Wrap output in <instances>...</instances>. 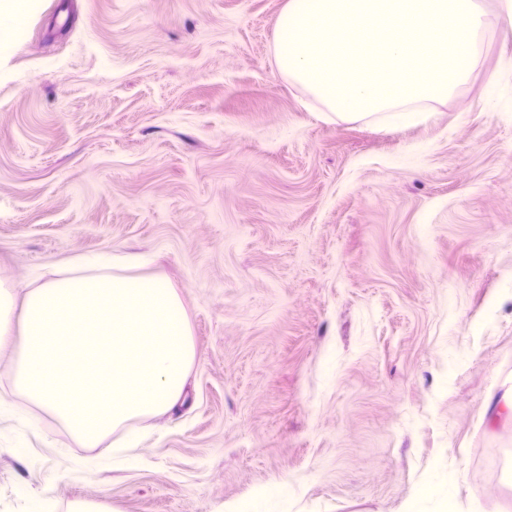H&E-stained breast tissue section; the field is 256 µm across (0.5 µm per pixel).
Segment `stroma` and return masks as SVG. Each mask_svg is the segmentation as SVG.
I'll list each match as a JSON object with an SVG mask.
<instances>
[{"instance_id":"1","label":"stroma","mask_w":512,"mask_h":512,"mask_svg":"<svg viewBox=\"0 0 512 512\" xmlns=\"http://www.w3.org/2000/svg\"><path fill=\"white\" fill-rule=\"evenodd\" d=\"M285 0H32L0 52V276L16 294L102 250L144 259L187 310V399L104 461L29 410L0 445V512H512V58L499 0L479 65L412 127L324 121L281 78ZM419 150L417 165H398ZM483 103L498 112H512V79L494 72L486 77ZM486 415L490 426L512 425V392L502 395Z\"/></svg>"}]
</instances>
